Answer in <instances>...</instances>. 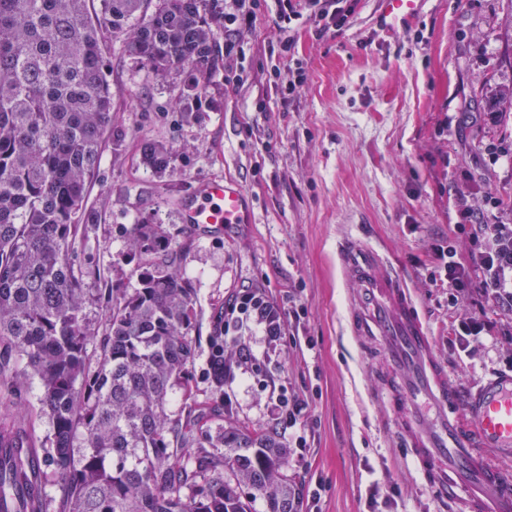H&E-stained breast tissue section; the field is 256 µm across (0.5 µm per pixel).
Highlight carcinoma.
I'll list each match as a JSON object with an SVG mask.
<instances>
[{
    "mask_svg": "<svg viewBox=\"0 0 512 512\" xmlns=\"http://www.w3.org/2000/svg\"><path fill=\"white\" fill-rule=\"evenodd\" d=\"M0 0V344L36 376L48 414L45 470L64 492L61 512H296L299 487L288 479V448L276 432L213 430L224 403L173 421L175 387L191 399L193 290L183 255L159 224L126 228L128 255L155 256L137 287L112 298L97 366L87 346L84 278L74 259L88 184L112 127L103 37L155 76L189 67L179 101L199 107L220 72L205 0ZM164 171L169 149L144 146ZM209 361L224 360V312L214 315ZM29 438L21 420L0 422V439ZM195 448L185 463L172 444Z\"/></svg>",
    "mask_w": 512,
    "mask_h": 512,
    "instance_id": "1",
    "label": "carcinoma"
}]
</instances>
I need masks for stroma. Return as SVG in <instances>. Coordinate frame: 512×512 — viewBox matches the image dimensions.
I'll use <instances>...</instances> for the list:
<instances>
[{"instance_id":"35a3bbf8","label":"stroma","mask_w":512,"mask_h":512,"mask_svg":"<svg viewBox=\"0 0 512 512\" xmlns=\"http://www.w3.org/2000/svg\"><path fill=\"white\" fill-rule=\"evenodd\" d=\"M277 9V0H258L234 59L240 84L216 77L195 112L173 106L185 71L157 80L121 40L106 38L114 120L85 197L95 221L81 225L75 244L88 272L87 317L104 329L109 289L137 283L127 225H162L182 249L195 292L194 403L206 409L230 395L225 421L262 432L274 425V391L308 401L300 428L310 452L302 460L289 454L288 473L319 485L320 499L301 512H443L380 397L392 377L382 346L348 327L354 295L337 244L345 233H367L404 273L452 382L469 389L491 372L512 371L510 351L467 355L451 344L458 310L428 278L432 244L464 223L469 207H482L491 224L512 221L486 203L512 202V112L496 104L512 88V0H423L415 20L391 35L378 23L379 0H351L345 26L320 37L302 17L293 34L304 83L286 100L274 78L291 71L269 52ZM148 142L171 149L165 172L146 163ZM492 144L507 155L493 158ZM216 177L241 185L248 223L206 232L182 223V207ZM242 288L294 300L305 314L287 320L273 343L244 327L264 365L219 393L208 336L215 310ZM40 395L17 356L0 352V417L22 415L43 448L49 424Z\"/></svg>"}]
</instances>
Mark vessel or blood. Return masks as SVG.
<instances>
[{
    "instance_id": "obj_1",
    "label": "vessel or blood",
    "mask_w": 512,
    "mask_h": 512,
    "mask_svg": "<svg viewBox=\"0 0 512 512\" xmlns=\"http://www.w3.org/2000/svg\"><path fill=\"white\" fill-rule=\"evenodd\" d=\"M422 0H381L379 23L395 31L411 22ZM246 197L239 184L205 183L198 200L183 209V223L206 228L242 223ZM348 281L361 291L351 314L355 334L380 337L396 376L389 397L400 415L414 470L450 512H512V372L486 378L461 391L436 358L432 338L400 274L375 247L349 236L338 249ZM23 458L31 487H38L41 460L35 448L0 444V459Z\"/></svg>"
}]
</instances>
